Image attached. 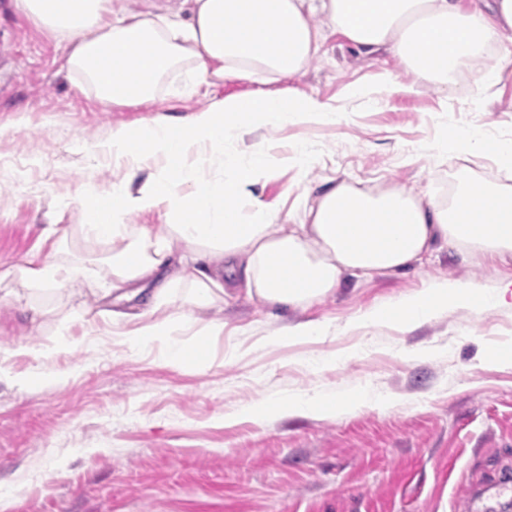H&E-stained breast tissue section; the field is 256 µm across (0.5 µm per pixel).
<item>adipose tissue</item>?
Segmentation results:
<instances>
[{"label": "adipose tissue", "mask_w": 512, "mask_h": 512, "mask_svg": "<svg viewBox=\"0 0 512 512\" xmlns=\"http://www.w3.org/2000/svg\"><path fill=\"white\" fill-rule=\"evenodd\" d=\"M189 21L169 6L117 12L112 0H15L17 10L66 42L68 72L105 108L154 102L175 74L196 83L239 78L294 80L319 53L327 22L359 53L385 52L441 92L456 85L461 66H475L467 88L473 101L490 99L512 67V0H193ZM317 113L335 115L305 93L255 92L198 112L190 124L120 128L97 144L126 174L111 191L85 186L83 215L71 237L105 244L90 256L48 225L51 249L11 267L9 301L33 319L47 310L36 301L51 289L82 293L91 273L105 269L114 305L109 316L128 325L130 350L159 347L164 363L197 370L208 362L220 318L203 314L229 292L269 307L305 309L332 297L351 280L413 268L453 248L494 259L512 258V186L489 183L469 166L453 174L448 197L406 188L356 186L333 179L305 187L291 218L264 203L258 188L278 167L307 179L315 164L305 146L274 155L265 133ZM252 137L228 153L230 135ZM435 154L490 160L512 173V141L487 139L473 128L436 141ZM157 172L146 173L148 162ZM160 213L162 227L130 223ZM232 284H225V276ZM133 303L130 312L122 311ZM512 306V279L493 288L477 282L430 283L418 292L380 300L351 320L355 326L413 329L451 308L475 312ZM192 333V343L181 340ZM388 397L360 387L348 393L296 394L259 399L242 411L255 423L271 414H339L385 408Z\"/></svg>", "instance_id": "obj_1"}]
</instances>
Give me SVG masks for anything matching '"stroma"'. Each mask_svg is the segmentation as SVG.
<instances>
[{"label": "stroma", "mask_w": 512, "mask_h": 512, "mask_svg": "<svg viewBox=\"0 0 512 512\" xmlns=\"http://www.w3.org/2000/svg\"><path fill=\"white\" fill-rule=\"evenodd\" d=\"M0 274L45 256L47 225L80 224L84 184L122 179L95 146L112 130L152 121L188 122L230 96L282 82L227 79L189 97L142 108L103 109L64 63L67 45L0 0ZM336 113L270 132L277 151L304 145L315 181L377 179L449 193L457 158H438L435 138L461 127L512 139V75L493 99L445 98L393 57L363 55L325 30L319 55L295 83ZM366 91L353 96V87ZM291 168H276L261 199L281 213L301 202ZM512 260L445 250L405 274L352 282L307 310L263 308L231 296L217 314L224 334L204 369L163 363L158 348L131 351L112 324L75 323L76 346L57 349L55 316L33 322L0 301V512H486L476 485L512 474V363L482 350L512 345V308L442 312L404 332L345 330L377 301L433 279L492 287ZM336 325L322 341L262 345L284 324ZM237 349L225 363L228 349ZM41 383L18 385L31 372ZM365 386L389 408L339 415H240L259 398Z\"/></svg>", "instance_id": "obj_1"}]
</instances>
